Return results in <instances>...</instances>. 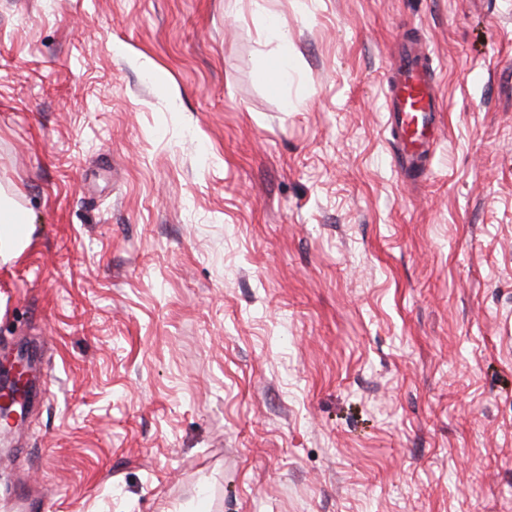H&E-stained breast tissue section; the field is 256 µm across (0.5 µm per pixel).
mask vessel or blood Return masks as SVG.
I'll list each match as a JSON object with an SVG mask.
<instances>
[{"instance_id": "obj_1", "label": "vessel or blood", "mask_w": 512, "mask_h": 512, "mask_svg": "<svg viewBox=\"0 0 512 512\" xmlns=\"http://www.w3.org/2000/svg\"><path fill=\"white\" fill-rule=\"evenodd\" d=\"M385 110L397 166L405 172L422 168L440 129L441 110L435 68L424 44H401L386 79Z\"/></svg>"}]
</instances>
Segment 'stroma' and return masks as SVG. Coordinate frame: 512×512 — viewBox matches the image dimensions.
I'll return each instance as SVG.
<instances>
[{"mask_svg":"<svg viewBox=\"0 0 512 512\" xmlns=\"http://www.w3.org/2000/svg\"><path fill=\"white\" fill-rule=\"evenodd\" d=\"M0 189V512H512V0H0ZM385 112L398 152L397 166L404 172L423 170L440 130L441 112L435 68L424 44H401L386 79ZM290 68V57L288 52L283 51L278 58L272 60L267 65V71L271 86L276 90H281L288 79V70ZM28 238V224L20 209L0 199V257H12ZM31 369V360L24 355L0 359V419H13L30 404L34 392L27 377Z\"/></svg>","mask_w":512,"mask_h":512,"instance_id":"stroma-1","label":"stroma"}]
</instances>
